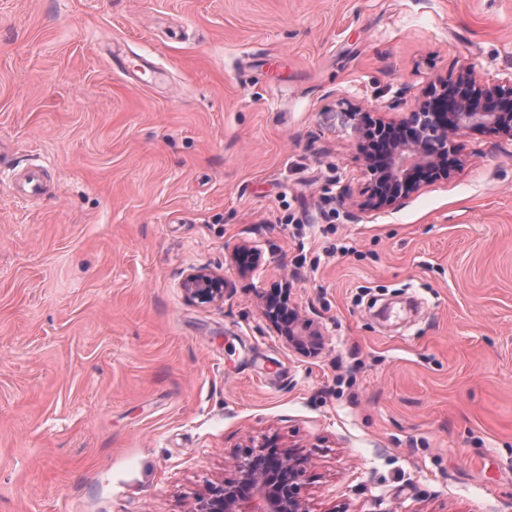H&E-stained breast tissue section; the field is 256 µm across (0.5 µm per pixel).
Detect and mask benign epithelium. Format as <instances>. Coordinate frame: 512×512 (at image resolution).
I'll list each match as a JSON object with an SVG mask.
<instances>
[{
  "label": "benign epithelium",
  "instance_id": "1",
  "mask_svg": "<svg viewBox=\"0 0 512 512\" xmlns=\"http://www.w3.org/2000/svg\"><path fill=\"white\" fill-rule=\"evenodd\" d=\"M368 114L370 111L361 106L348 110L354 132H378L386 146L378 157L363 155L371 183L358 206L364 210L395 207L420 189L422 179L448 178L450 157L458 156L455 137L459 133L492 128L512 138V78L483 83L473 72L464 70L453 82L433 85L416 110L400 120L378 118L373 124L367 122ZM257 255L255 247L241 244L232 253V260L247 273L255 269V263L243 259ZM183 287L191 297L214 300L224 295V280L204 272L188 275ZM264 314L298 350L303 348L306 335H319L312 321L288 311L281 300H266ZM305 463L298 450L281 451L270 440L251 445L233 455L238 477L210 485L190 512H309L300 485Z\"/></svg>",
  "mask_w": 512,
  "mask_h": 512
}]
</instances>
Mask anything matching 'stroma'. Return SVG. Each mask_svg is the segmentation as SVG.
<instances>
[{"label": "stroma", "mask_w": 512, "mask_h": 512, "mask_svg": "<svg viewBox=\"0 0 512 512\" xmlns=\"http://www.w3.org/2000/svg\"><path fill=\"white\" fill-rule=\"evenodd\" d=\"M465 70L512 0H0V512H190L268 439L311 512H512V138L362 210L345 115ZM183 287L190 297L214 300L221 299L224 295V280L204 272L188 275L183 281ZM264 305V314L271 321L282 336H286L288 342L298 350H303L305 336L307 331H311L313 322L300 318L296 309L292 312L288 311L286 304L275 298L264 301V295L261 297ZM309 336H321L317 330H312Z\"/></svg>", "instance_id": "1"}]
</instances>
